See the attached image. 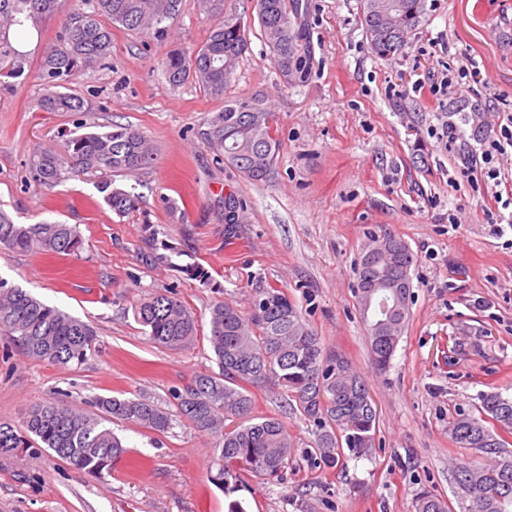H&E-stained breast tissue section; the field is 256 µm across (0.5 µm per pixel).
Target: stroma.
I'll return each mask as SVG.
<instances>
[{"mask_svg":"<svg viewBox=\"0 0 512 512\" xmlns=\"http://www.w3.org/2000/svg\"><path fill=\"white\" fill-rule=\"evenodd\" d=\"M301 23L312 57L305 81L287 83L257 22L256 0H224L205 12L183 0L166 42L112 32L108 66L84 72L73 89L91 100L77 115L38 106L39 62L64 17L39 24L23 76L0 80V206L25 224L76 225L79 252L47 258L0 249V277L90 322L95 350L81 365L27 358L0 336V419L21 423L35 403L144 397L170 408L174 391L216 371L209 349L156 347L133 318L144 296L173 293L199 321L227 301L250 312L259 289L283 288L326 349L343 354L370 389L379 423L376 449L338 466L312 465L315 428L269 391L256 415H275L295 442L276 478L242 476L234 496L214 487V438L180 424L167 433L113 422L129 453L95 479L53 455L0 466V512H415L429 490L448 512H466L455 465L475 452L448 424L477 414L483 394L512 395V226L497 223L493 184L460 181L472 145L512 124V0H425L403 51L373 54L359 0H307ZM243 24L248 50L223 98L166 82L174 48L191 52L224 20ZM476 66L464 97L433 95L435 76ZM264 99L277 117L281 150L267 180L246 179L217 160L201 134L225 100ZM461 126L452 145L433 137ZM85 124L132 125L155 149L153 164L116 177L137 198L112 211L95 178L42 193L26 178L35 146L57 147ZM244 206L237 238L224 237V199ZM404 241L414 256L408 326L390 368L375 371L354 290L372 232ZM169 249H162V242ZM462 352L449 358L454 343Z\"/></svg>","mask_w":512,"mask_h":512,"instance_id":"35a3bbf8","label":"stroma"}]
</instances>
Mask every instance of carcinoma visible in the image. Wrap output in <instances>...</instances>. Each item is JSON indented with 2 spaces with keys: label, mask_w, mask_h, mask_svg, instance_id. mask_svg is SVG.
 <instances>
[{
  "label": "carcinoma",
  "mask_w": 512,
  "mask_h": 512,
  "mask_svg": "<svg viewBox=\"0 0 512 512\" xmlns=\"http://www.w3.org/2000/svg\"><path fill=\"white\" fill-rule=\"evenodd\" d=\"M183 0H0V75L24 74L22 55L11 36L20 27L61 13L64 23L39 63L46 112L90 111L89 101L66 88L81 73L104 63L112 54V29L136 31L154 41L164 38L169 22L180 14ZM424 0H361L360 21L372 51L379 57L404 49L405 35L420 22ZM257 20L275 67L286 82L308 73L305 31L288 11V0H257ZM248 49L243 27L226 20L191 54L174 49L164 62V77L175 88L191 80L215 98ZM274 114L263 100L224 101L208 121L206 147L251 181L267 179L277 164L281 143L274 132ZM154 161L147 137L130 125L111 124L104 130L71 132L62 152L37 150L29 159L31 182L51 191L72 175L106 176L100 189L117 213L129 210L136 197L112 188V177L134 172ZM402 240L385 232L372 234L359 269L355 294L365 322L372 362L386 370L408 325L413 254L408 246L394 259L391 243ZM82 245L78 228L58 221L20 224L0 207V248L19 253L68 255ZM383 285L381 301L401 310L380 329L371 323L362 285ZM286 293L275 286L257 291L249 314L228 302L210 308L207 334L194 312L173 295L157 293L138 302L134 320L160 348L185 349L205 339L218 372L199 376L173 395L175 412L142 397L97 396L92 409L64 402L36 403L22 425L0 419V462L50 451L78 470L100 477L112 470L128 449L112 431L114 420L164 434L178 421L216 438L218 465L212 483L232 493L241 475L274 478L292 458L294 440L285 422L274 415L254 414L253 389L265 388L296 402L301 416L316 429L317 464L333 467L350 455L375 450L377 410L369 388L340 353L328 352L320 336L303 320L296 304L281 307ZM0 335L16 343L34 360L80 365L94 350L95 328L26 290L0 278ZM492 421L501 432L485 426ZM512 434V398L499 392L482 396L480 417L461 414L449 424L451 438L479 454L480 461L459 463L456 476L468 497L467 512H512V450L502 433ZM416 512H447L444 502L427 490L417 494Z\"/></svg>",
  "instance_id": "1"
}]
</instances>
